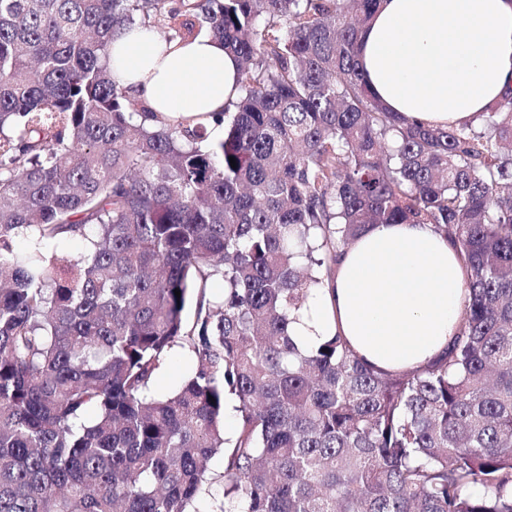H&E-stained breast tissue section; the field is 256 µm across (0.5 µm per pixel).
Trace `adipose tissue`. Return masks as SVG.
Returning a JSON list of instances; mask_svg holds the SVG:
<instances>
[{
	"label": "adipose tissue",
	"mask_w": 512,
	"mask_h": 512,
	"mask_svg": "<svg viewBox=\"0 0 512 512\" xmlns=\"http://www.w3.org/2000/svg\"><path fill=\"white\" fill-rule=\"evenodd\" d=\"M371 89L393 111L432 127L479 124L512 87V0H383L361 38ZM235 57L200 37L164 44L133 27L112 42V78L174 120L223 111L237 96ZM466 269L429 224H380L340 255L331 283L292 324L296 345L341 335L382 370L415 369L444 351L464 301Z\"/></svg>",
	"instance_id": "ef3b65f1"
}]
</instances>
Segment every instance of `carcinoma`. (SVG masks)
Masks as SVG:
<instances>
[{"label":"carcinoma","mask_w":512,"mask_h":512,"mask_svg":"<svg viewBox=\"0 0 512 512\" xmlns=\"http://www.w3.org/2000/svg\"><path fill=\"white\" fill-rule=\"evenodd\" d=\"M380 3L0 0V512H512V89L476 127L389 111L358 62ZM134 26L222 41L236 100L147 111L110 66ZM378 224L466 268L417 370L291 335ZM176 347L194 367L158 395Z\"/></svg>","instance_id":"carcinoma-1"}]
</instances>
